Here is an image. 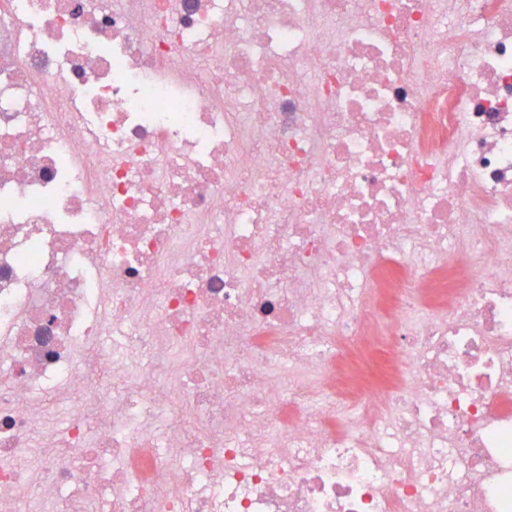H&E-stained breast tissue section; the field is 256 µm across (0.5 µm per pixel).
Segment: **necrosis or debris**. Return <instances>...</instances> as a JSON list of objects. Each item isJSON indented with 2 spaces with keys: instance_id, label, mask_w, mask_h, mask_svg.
<instances>
[{
  "instance_id": "1",
  "label": "necrosis or debris",
  "mask_w": 512,
  "mask_h": 512,
  "mask_svg": "<svg viewBox=\"0 0 512 512\" xmlns=\"http://www.w3.org/2000/svg\"><path fill=\"white\" fill-rule=\"evenodd\" d=\"M35 498L512 512V0H0V512Z\"/></svg>"
}]
</instances>
